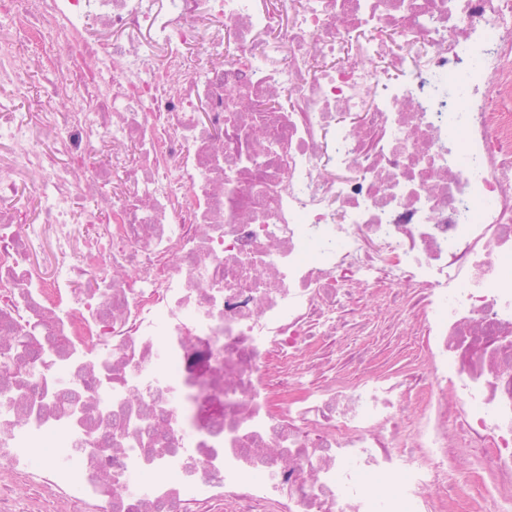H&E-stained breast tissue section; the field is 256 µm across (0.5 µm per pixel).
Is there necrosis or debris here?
Wrapping results in <instances>:
<instances>
[{"mask_svg": "<svg viewBox=\"0 0 512 512\" xmlns=\"http://www.w3.org/2000/svg\"><path fill=\"white\" fill-rule=\"evenodd\" d=\"M0 512H512V0H0Z\"/></svg>", "mask_w": 512, "mask_h": 512, "instance_id": "obj_1", "label": "necrosis or debris"}]
</instances>
